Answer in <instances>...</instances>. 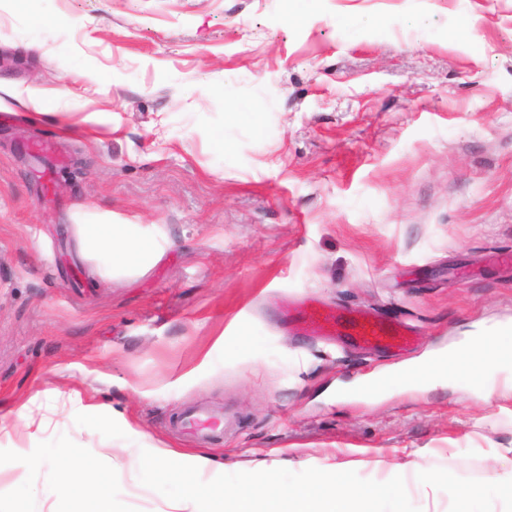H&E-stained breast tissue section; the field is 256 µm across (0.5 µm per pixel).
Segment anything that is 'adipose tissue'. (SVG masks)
<instances>
[{
	"mask_svg": "<svg viewBox=\"0 0 512 512\" xmlns=\"http://www.w3.org/2000/svg\"><path fill=\"white\" fill-rule=\"evenodd\" d=\"M84 237L91 248L109 255L113 267L118 269L143 267L155 252L149 236L132 233L125 224H88L84 227ZM507 358L512 360V336L503 333L476 336L449 349L447 354L417 367L397 371L394 378L415 385L456 374L475 377ZM39 463L58 467L61 495L83 500L87 505L86 512H112V479L104 473H93L85 458L49 448Z\"/></svg>",
	"mask_w": 512,
	"mask_h": 512,
	"instance_id": "1",
	"label": "adipose tissue"
}]
</instances>
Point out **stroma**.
<instances>
[{
	"label": "stroma",
	"mask_w": 512,
	"mask_h": 512,
	"mask_svg": "<svg viewBox=\"0 0 512 512\" xmlns=\"http://www.w3.org/2000/svg\"><path fill=\"white\" fill-rule=\"evenodd\" d=\"M1 112L0 512H75L48 448L108 472L113 512H170L152 448L399 475L420 512L490 479L512 512L511 362L339 392L512 331V0H0ZM105 216L148 266L84 251ZM308 295L419 342L301 335ZM199 405L223 438L179 432Z\"/></svg>",
	"instance_id": "1"
}]
</instances>
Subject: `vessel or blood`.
I'll return each instance as SVG.
<instances>
[{"instance_id":"1","label":"vessel or blood","mask_w":512,"mask_h":512,"mask_svg":"<svg viewBox=\"0 0 512 512\" xmlns=\"http://www.w3.org/2000/svg\"><path fill=\"white\" fill-rule=\"evenodd\" d=\"M291 318L307 335L326 340L345 338L368 350L401 351L412 342L413 331L407 325L386 323L363 310L344 313L314 300L292 313ZM179 424L195 436L209 440L223 433L224 415L191 407L183 413Z\"/></svg>"}]
</instances>
